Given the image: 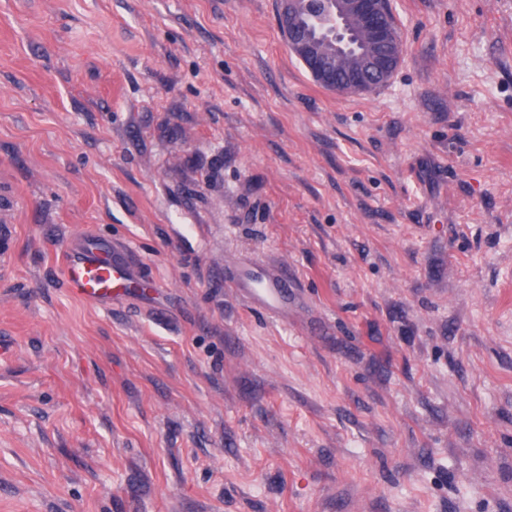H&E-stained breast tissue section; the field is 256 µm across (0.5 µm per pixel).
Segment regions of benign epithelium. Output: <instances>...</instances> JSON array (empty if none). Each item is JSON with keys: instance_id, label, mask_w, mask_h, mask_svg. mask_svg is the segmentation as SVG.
<instances>
[{"instance_id": "7a95c632", "label": "benign epithelium", "mask_w": 512, "mask_h": 512, "mask_svg": "<svg viewBox=\"0 0 512 512\" xmlns=\"http://www.w3.org/2000/svg\"><path fill=\"white\" fill-rule=\"evenodd\" d=\"M388 0H280L278 25L288 50L299 59L314 82L342 94L363 93L376 81H387L397 69L403 55V42L395 38L383 19ZM305 7L312 17L317 36L297 34L286 20L298 16ZM356 28L372 43L369 62L348 71L346 82L336 81L335 69L318 51L319 39L334 42L336 50H350V34L346 24Z\"/></svg>"}]
</instances>
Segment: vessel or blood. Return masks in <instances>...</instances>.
Returning <instances> with one entry per match:
<instances>
[{"mask_svg":"<svg viewBox=\"0 0 512 512\" xmlns=\"http://www.w3.org/2000/svg\"><path fill=\"white\" fill-rule=\"evenodd\" d=\"M128 248L121 241L111 245L93 239H75L63 262V276L70 292L78 298L105 304L120 289L137 282L139 272L127 259ZM234 282L248 300L265 311L278 314L288 304V280L253 262L236 266Z\"/></svg>","mask_w":512,"mask_h":512,"instance_id":"vessel-or-blood-1","label":"vessel or blood"}]
</instances>
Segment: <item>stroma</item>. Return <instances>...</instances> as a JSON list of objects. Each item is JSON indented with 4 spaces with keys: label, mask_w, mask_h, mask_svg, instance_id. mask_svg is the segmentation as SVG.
Returning <instances> with one entry per match:
<instances>
[{
    "label": "stroma",
    "mask_w": 512,
    "mask_h": 512,
    "mask_svg": "<svg viewBox=\"0 0 512 512\" xmlns=\"http://www.w3.org/2000/svg\"><path fill=\"white\" fill-rule=\"evenodd\" d=\"M390 7L339 95L279 0H0V512H512V0ZM125 243L113 239L107 246L95 239L76 238L63 262V276L70 292L93 304H105L120 288L138 282L139 271L127 259ZM234 283L248 300L275 315L288 305V279L258 263L245 262L234 270Z\"/></svg>",
    "instance_id": "stroma-1"
}]
</instances>
